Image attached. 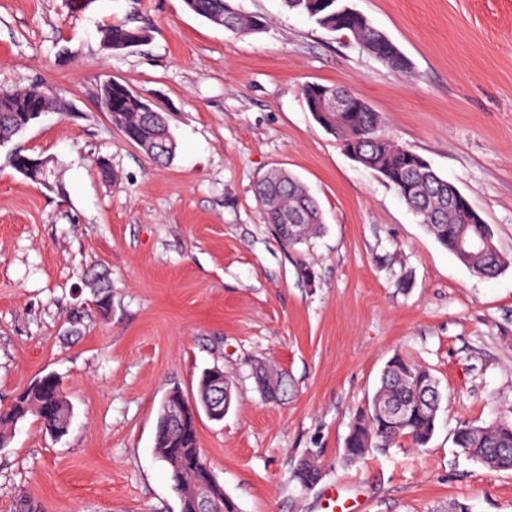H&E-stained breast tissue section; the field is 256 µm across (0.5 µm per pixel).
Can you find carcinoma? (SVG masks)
<instances>
[{
    "label": "carcinoma",
    "instance_id": "1",
    "mask_svg": "<svg viewBox=\"0 0 512 512\" xmlns=\"http://www.w3.org/2000/svg\"><path fill=\"white\" fill-rule=\"evenodd\" d=\"M291 10H299L314 19L321 27L351 35L362 46L396 72L409 69L406 58L387 35L375 28L359 12L336 13V0H327L320 10H314L313 0H284ZM185 8L206 20L224 27L234 34L259 31L264 21L258 17L240 14L232 0H183ZM148 40L147 31L129 28L122 23L108 26L103 44L121 51L143 44ZM347 89L311 83L303 88L309 111L322 113L319 124L340 142L343 150L361 155L360 164L385 180L420 219L436 241L460 262L484 277H495L512 263L498 247L470 256L462 251L464 239H480L488 229L477 212H472L470 222L463 223L466 210L448 204V198L460 190L437 174L431 166L414 167L413 151L380 134L382 117L362 99L353 112H336L326 109L329 97ZM43 111L60 110L62 103L50 90L34 86L17 91L0 92V141L5 143L28 127V112L33 105ZM112 124L131 142L139 146L153 161L168 162L175 154L176 144L170 132L168 114L147 112L142 98L127 86L112 83ZM23 153L10 157L11 166L17 172H25L32 180H41L46 173L31 168L22 160ZM256 197L263 218L274 225L281 242L292 248L316 235L322 228L321 210L305 185L292 174L281 171L276 182L262 177L256 183ZM299 225H287L291 220ZM94 292L96 307L101 315L108 316L112 308L111 282L107 272L87 276ZM218 372L213 368L203 373L195 401L184 395L172 396L169 403L193 407L202 404L211 395L207 381ZM442 402L439 384L432 372L400 355L391 357L382 372L380 386L368 411L360 412L353 420L345 442L344 455L349 461L363 458L371 448H389L399 438H407L417 448L426 446L435 431L437 414ZM401 404L407 412L395 422L379 410ZM35 417L43 429L51 435L67 433L72 419V406L62 393L58 379L45 375L30 381L14 398L11 406L0 410V448L10 440L18 422ZM454 444L460 450L494 471L512 470V420L495 421L486 426L464 424L454 434ZM159 459L170 471L175 491L180 496L181 512H191L197 491L199 468L206 467L201 448L198 446L197 429L184 444L180 453L172 458L166 449L158 448ZM294 479L305 488L320 480V468L311 459L299 462Z\"/></svg>",
    "mask_w": 512,
    "mask_h": 512
}]
</instances>
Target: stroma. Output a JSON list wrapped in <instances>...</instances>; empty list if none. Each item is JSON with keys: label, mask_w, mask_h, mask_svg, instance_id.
I'll return each instance as SVG.
<instances>
[{"label": "stroma", "mask_w": 512, "mask_h": 512, "mask_svg": "<svg viewBox=\"0 0 512 512\" xmlns=\"http://www.w3.org/2000/svg\"><path fill=\"white\" fill-rule=\"evenodd\" d=\"M410 63L393 72L283 0H233L262 31L232 34L182 0H0V90H54L62 110L0 145V409L60 378L73 407L54 437L35 418L0 449V512H180L154 451L171 388L232 387L198 445L239 512H512V471L461 454L463 423L512 420V264L473 273L309 112V83L350 89L384 133L456 185L512 260V0H346ZM124 22L145 44L118 52ZM167 112L153 162L98 107L105 80ZM51 159L34 181L14 151ZM107 163L113 179L102 177ZM281 168L318 202L323 232L284 247L255 184ZM112 278L100 316L87 269ZM431 369L443 394L426 447L398 439L351 462L344 442L386 362ZM282 374L268 399L258 367ZM312 458L320 481L291 478ZM148 40L147 31L140 28H129L125 24L116 23L109 25L103 36L105 47L112 43V51H121L138 46ZM137 41L138 43H132Z\"/></svg>", "instance_id": "obj_1"}]
</instances>
